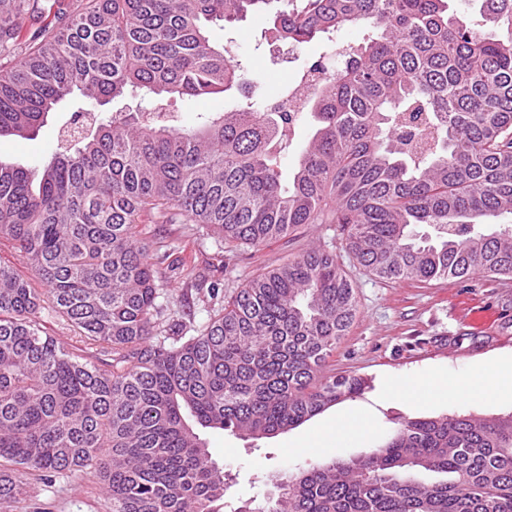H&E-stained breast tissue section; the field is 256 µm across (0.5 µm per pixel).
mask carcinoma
Segmentation results:
<instances>
[{
    "label": "carcinoma",
    "instance_id": "obj_1",
    "mask_svg": "<svg viewBox=\"0 0 512 512\" xmlns=\"http://www.w3.org/2000/svg\"><path fill=\"white\" fill-rule=\"evenodd\" d=\"M81 0L21 47L31 0H0V138L29 139L61 101L137 94L147 112L72 113L41 171L0 161V238L42 287L0 264V512L32 476L99 479L109 512H224V474L187 417L258 439L364 391L319 374L358 315L336 255L308 251L249 279L185 336L158 333L145 224L180 215L224 247L341 224L345 250L388 281L512 278V0ZM264 16L300 48L349 26L343 68L301 112L252 102L174 126L166 103L247 83L208 24ZM313 134L289 173L284 131ZM333 207L326 208V200ZM431 232L420 235L414 227ZM103 372L39 323L45 303ZM155 342L148 343V340ZM234 512H512V412L409 418L374 452L291 472Z\"/></svg>",
    "mask_w": 512,
    "mask_h": 512
}]
</instances>
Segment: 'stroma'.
<instances>
[{
  "label": "stroma",
  "instance_id": "stroma-1",
  "mask_svg": "<svg viewBox=\"0 0 512 512\" xmlns=\"http://www.w3.org/2000/svg\"><path fill=\"white\" fill-rule=\"evenodd\" d=\"M214 40L231 46L235 58L251 73L245 88L228 98L177 99L167 109L179 123L192 125L209 112L236 107L246 100L272 102L294 87L315 60L332 69L343 65L331 45L314 41L300 48L274 41L264 21L249 18L229 27L211 28ZM80 98L62 102L30 139L0 138V160L27 167L40 164L57 146V129L81 106ZM151 256H164L157 265L160 301L168 323L194 316L204 323L221 296L237 292L251 277L279 266L312 249L334 252L340 267L356 288L359 315L347 336L329 358L327 376L366 378L365 391L312 417L298 427L261 439L227 431L199 429L200 438L228 482L227 500L234 505L263 498L275 476L305 468L310 462L355 457L378 448L403 418L453 412L493 415L512 411V402L490 393L449 398H411L400 401L389 390L392 381L417 388L438 374L449 384L475 375L488 361L512 357V279H440L427 283L387 282L376 279L342 247L345 237L338 224H304L290 236L259 248L225 249L215 235L199 224L176 221L148 227ZM481 306L496 311L501 321L493 329L477 330L462 316L464 308ZM43 330L100 370H109L110 353L87 349L81 336L52 307L40 313ZM364 410L370 417L365 438L332 437L331 447L318 453L302 447L309 430L347 409ZM100 484L93 475L75 473L53 481H31L20 512H106Z\"/></svg>",
  "mask_w": 512,
  "mask_h": 512
}]
</instances>
